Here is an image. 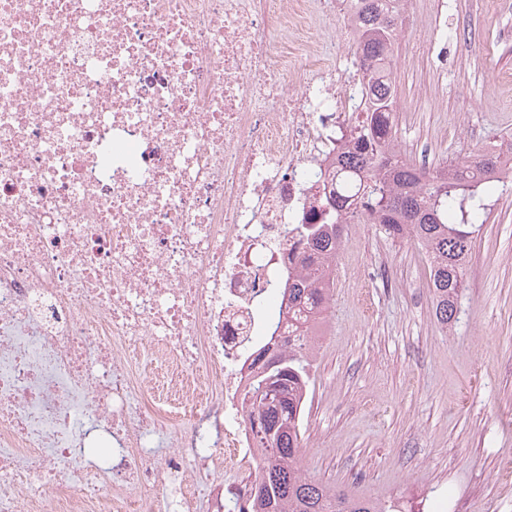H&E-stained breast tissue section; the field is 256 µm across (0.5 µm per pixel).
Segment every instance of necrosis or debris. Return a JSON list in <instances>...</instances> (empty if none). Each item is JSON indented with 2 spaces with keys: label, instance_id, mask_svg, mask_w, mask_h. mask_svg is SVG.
<instances>
[{
  "label": "necrosis or debris",
  "instance_id": "necrosis-or-debris-1",
  "mask_svg": "<svg viewBox=\"0 0 512 512\" xmlns=\"http://www.w3.org/2000/svg\"><path fill=\"white\" fill-rule=\"evenodd\" d=\"M335 8L0 0V512H224L304 173L361 102L307 35Z\"/></svg>",
  "mask_w": 512,
  "mask_h": 512
}]
</instances>
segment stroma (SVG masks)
Listing matches in <instances>:
<instances>
[{
  "instance_id": "1",
  "label": "stroma",
  "mask_w": 512,
  "mask_h": 512,
  "mask_svg": "<svg viewBox=\"0 0 512 512\" xmlns=\"http://www.w3.org/2000/svg\"><path fill=\"white\" fill-rule=\"evenodd\" d=\"M309 35L361 75L340 19ZM404 159L457 157L512 134V12L409 0L394 45ZM475 241L452 328L410 241L359 225L312 353L304 462L322 483L402 512H512V186Z\"/></svg>"
}]
</instances>
